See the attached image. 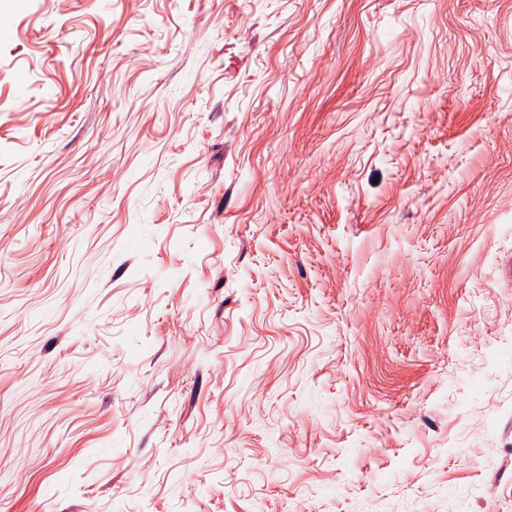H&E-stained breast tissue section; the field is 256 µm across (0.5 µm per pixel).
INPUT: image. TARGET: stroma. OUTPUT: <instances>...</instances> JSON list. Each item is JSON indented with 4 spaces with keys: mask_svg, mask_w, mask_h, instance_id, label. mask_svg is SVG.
<instances>
[{
    "mask_svg": "<svg viewBox=\"0 0 512 512\" xmlns=\"http://www.w3.org/2000/svg\"><path fill=\"white\" fill-rule=\"evenodd\" d=\"M0 14V512H512V0Z\"/></svg>",
    "mask_w": 512,
    "mask_h": 512,
    "instance_id": "35a3bbf8",
    "label": "stroma"
}]
</instances>
